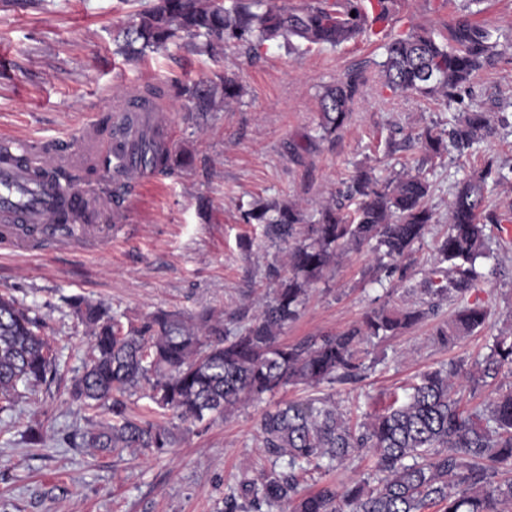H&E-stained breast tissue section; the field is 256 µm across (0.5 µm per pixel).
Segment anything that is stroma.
Masks as SVG:
<instances>
[{
  "label": "stroma",
  "mask_w": 512,
  "mask_h": 512,
  "mask_svg": "<svg viewBox=\"0 0 512 512\" xmlns=\"http://www.w3.org/2000/svg\"><path fill=\"white\" fill-rule=\"evenodd\" d=\"M152 3L0 0V140L76 144L85 124L106 118L114 95L155 86L165 91L159 111L171 122L172 150L192 157L188 168L140 182L122 218L102 210L95 245L61 252L0 248V291L42 318L58 359L56 374L35 390H21L13 406L0 411V512H224L225 493L273 465L259 441L265 410L328 396L352 420L363 421L392 399L406 400L428 370L451 362L474 368L488 354L491 336L507 327L512 231L505 229L497 235L498 260L484 262L488 277L474 293L493 315L455 345L432 337L453 312L445 303L397 335L362 343L366 369L357 382L291 386L223 420L176 423V442L159 458L86 448L81 435L90 415L69 401L67 390L83 371L89 337L70 299L103 304L132 321L159 309L194 313L208 307L228 328L242 326L272 288L269 266L285 259L263 225L244 222L251 203L292 202L315 219L355 166H370L379 177L416 170L425 128H447L467 105L506 112L510 125L498 127L469 156L450 154L426 169L437 222L405 259L406 279L370 283L365 273L374 254L366 248L344 253L312 286L300 317L281 338L296 343L336 334L357 323L377 298L396 306L416 301L434 243L446 230L456 183L490 158L512 167V0H487L483 15L509 41L504 59L472 81L463 103L448 106L384 87L379 35L298 54L271 41L253 60L228 52L216 62L183 43L136 60L116 54L120 30ZM455 16V6L442 0H402L393 30L426 27L442 34ZM358 64L366 67L364 98L343 128L322 137L320 96ZM226 73L243 85L241 100L196 123L175 85L207 83ZM32 430L39 443L29 441Z\"/></svg>",
  "instance_id": "obj_1"
}]
</instances>
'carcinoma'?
I'll list each match as a JSON object with an SVG mask.
<instances>
[{
	"label": "carcinoma",
	"instance_id": "obj_1",
	"mask_svg": "<svg viewBox=\"0 0 512 512\" xmlns=\"http://www.w3.org/2000/svg\"><path fill=\"white\" fill-rule=\"evenodd\" d=\"M398 0H305L290 8L280 0H155L123 33L117 53L139 58L187 40L215 58L228 48L258 58L270 41L283 40L288 52L306 45L336 48L377 33V23H392ZM483 0H460L463 15L439 41L426 28L412 29L383 44L380 63L384 84L394 92L416 93L443 104L461 98L479 73L500 63L505 49L496 29L470 17ZM364 71L349 68L321 96L319 128L331 135L341 129L363 97ZM192 111L205 114L239 101L243 86L234 75L207 85H181ZM503 116L470 109L438 133H421L432 154H440L448 137L459 157L492 137ZM138 164L167 172L190 159L153 138L142 137ZM501 178L489 159L470 172L448 203V228L437 242L425 272L419 301L401 308L382 305L367 311L359 324L337 334L312 336L288 344L281 333L296 320L309 290L336 256L369 247L377 268L371 282L399 274L401 260L421 241L434 213L426 203L430 184L419 172H402L381 181L361 166L342 182L337 201L324 205L316 222L303 231L297 204L277 201L254 205L244 214L248 224L265 225V233L285 246L287 263L272 266L268 277L277 288L243 328L231 331L224 319L204 309L192 316L159 310L139 323L110 314L82 299L73 313L91 336L89 359L69 394L85 409L111 419L84 433L85 446L100 451L143 450L167 453L174 433L166 420L224 418L244 404L290 385L317 387L359 379V345L373 337L394 336L420 322L445 300H458L454 319L436 329L449 344L483 329L491 307L469 300L482 274L475 260L488 250L487 227L512 223V211L487 209L489 182ZM355 208L343 212V202ZM43 323L16 300L0 293V411L10 407L19 386H34L56 368V359L40 334ZM512 373V327L492 337L490 353L475 371L448 364L426 372L412 386L408 400L391 403L369 420L352 423L328 397L289 402L262 414V447L282 461L256 479L242 480L224 499V512H261L284 505L288 512H506L512 507V390L496 393L480 411L463 405L458 384ZM160 409L161 419L135 417L124 397L139 389ZM370 452L368 477L349 486L326 482L304 493L300 481L313 469L334 468L359 450Z\"/></svg>",
	"mask_w": 512,
	"mask_h": 512
}]
</instances>
